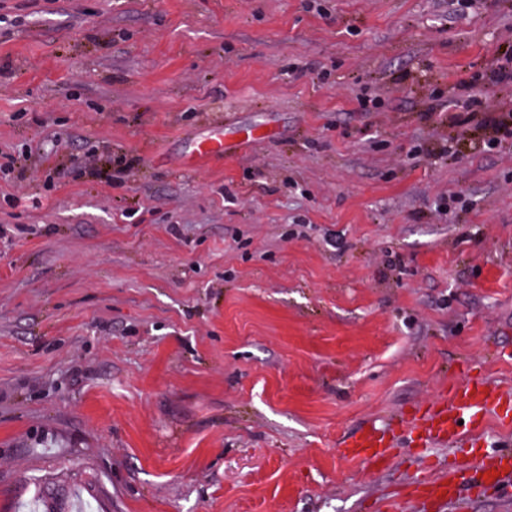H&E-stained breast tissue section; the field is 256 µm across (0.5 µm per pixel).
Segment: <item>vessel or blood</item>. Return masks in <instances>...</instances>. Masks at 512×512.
Masks as SVG:
<instances>
[{
    "mask_svg": "<svg viewBox=\"0 0 512 512\" xmlns=\"http://www.w3.org/2000/svg\"><path fill=\"white\" fill-rule=\"evenodd\" d=\"M227 149L223 133L197 141L193 159L222 156ZM512 429V393L504 391L481 377L449 386L432 412L413 418L409 430L410 444L421 446L431 442L455 443L464 434L481 430L487 420ZM386 439L370 429L360 430L347 443L344 454L354 461L383 458ZM470 465L449 470L437 478L423 479L418 494L433 503L459 502L480 497L490 490H512V454H486L483 449L471 448Z\"/></svg>",
    "mask_w": 512,
    "mask_h": 512,
    "instance_id": "vessel-or-blood-1",
    "label": "vessel or blood"
}]
</instances>
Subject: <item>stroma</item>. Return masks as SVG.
<instances>
[{"instance_id":"35a3bbf8","label":"stroma","mask_w":512,"mask_h":512,"mask_svg":"<svg viewBox=\"0 0 512 512\" xmlns=\"http://www.w3.org/2000/svg\"><path fill=\"white\" fill-rule=\"evenodd\" d=\"M320 2L0 0V512H382L512 392V0ZM483 113H485L484 123L491 130L484 141V148L491 152L502 146L503 139L512 138V105L510 111L509 104L502 102L500 107L498 104L492 109L486 107ZM228 148L227 141L224 140V132H218L200 141H197L192 150V159H209L213 157L224 156V151ZM488 419L512 429V394L483 378L448 386L432 412L411 420L408 440L414 446L431 442L454 444L465 433L481 430ZM459 421H463L459 425ZM387 447L383 435L371 429H361L353 440L344 445L343 452L354 461H369L371 459H382Z\"/></svg>"}]
</instances>
